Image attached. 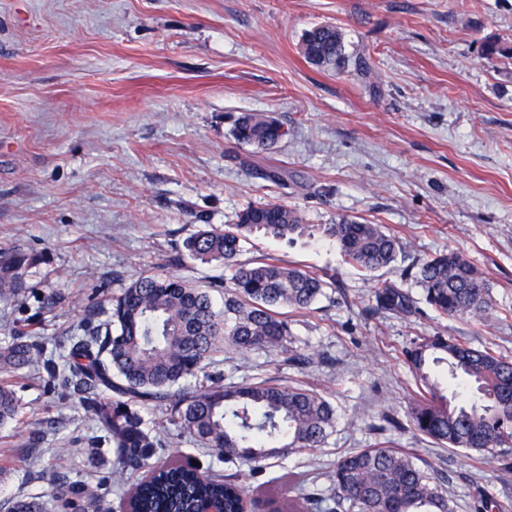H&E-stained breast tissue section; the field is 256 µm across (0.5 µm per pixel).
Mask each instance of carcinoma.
I'll return each mask as SVG.
<instances>
[{
    "label": "carcinoma",
    "mask_w": 512,
    "mask_h": 512,
    "mask_svg": "<svg viewBox=\"0 0 512 512\" xmlns=\"http://www.w3.org/2000/svg\"><path fill=\"white\" fill-rule=\"evenodd\" d=\"M300 51L312 65L327 71L348 64L344 37L333 25L315 26L302 36ZM288 135L266 113H244L234 136L266 149ZM336 243L342 259L372 271L406 253L407 245L379 224L342 217L320 226ZM296 208L281 203L249 205L222 231L204 229L187 239L188 255L213 261L231 271L229 283L202 286L169 271L131 281L112 298L105 329L71 338L59 363L48 366L50 378L73 385L82 404L105 432L117 460L131 470L151 468L156 449L164 447L159 428H148L138 404L163 410L165 422L190 435L227 461H239L255 473L270 458L325 448L336 431V407L325 395L304 386L282 385L256 377L244 386L218 380L196 392L182 382L230 354L276 350L293 366L331 362L323 354L295 347L284 309L305 310L324 293L320 276L290 267L273 257L238 262L241 242L250 235L290 241L312 236ZM35 258L14 250L0 254V297L25 286ZM427 306L441 318L481 324L495 313L487 277L469 260L450 252L421 263L414 275ZM224 290L216 307L211 290ZM376 309L410 315L417 301L407 291L385 285L375 295ZM42 338L33 331L0 346V369L33 366L43 356ZM416 388L408 416L412 429L433 443L480 455L508 457L512 449V360L487 347L454 336H415L401 349ZM20 398L8 381L0 382V428L16 421ZM97 499L93 488L67 476L56 480L50 500L18 496L9 512H88ZM246 488L234 475L201 474L174 464L141 480L134 490L135 512H206L213 504L224 512H241ZM323 497L301 488L288 499V512H312ZM329 512H453L435 473L416 457L376 442L336 459ZM474 512H512V500L484 490Z\"/></svg>",
    "instance_id": "carcinoma-1"
}]
</instances>
